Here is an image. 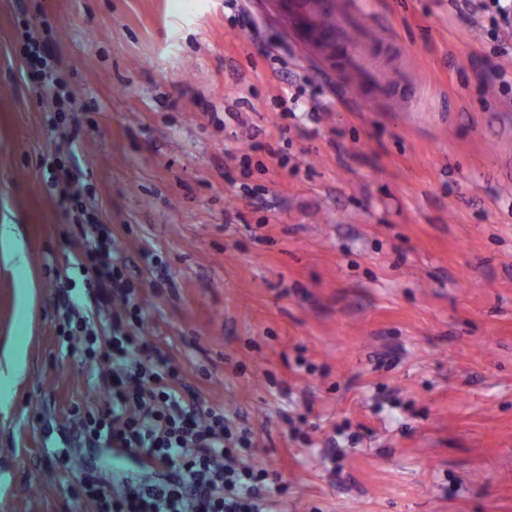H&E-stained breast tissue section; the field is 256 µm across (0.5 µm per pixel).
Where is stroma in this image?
<instances>
[{
  "mask_svg": "<svg viewBox=\"0 0 512 512\" xmlns=\"http://www.w3.org/2000/svg\"><path fill=\"white\" fill-rule=\"evenodd\" d=\"M411 97L348 90L268 0H0V512H94L119 483L69 421L108 393L67 355L80 229L52 184L119 241L144 333L251 431L285 512H512V30L478 0H356ZM68 97L47 125L30 42ZM298 96L291 117L280 98ZM287 167L244 175L242 154Z\"/></svg>",
  "mask_w": 512,
  "mask_h": 512,
  "instance_id": "1",
  "label": "stroma"
}]
</instances>
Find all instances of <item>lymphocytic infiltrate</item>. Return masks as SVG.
<instances>
[{"mask_svg":"<svg viewBox=\"0 0 512 512\" xmlns=\"http://www.w3.org/2000/svg\"><path fill=\"white\" fill-rule=\"evenodd\" d=\"M86 220L88 233L74 253L90 285L77 324L85 334L78 354L105 365L109 400H86L81 422L89 443L131 451L166 481H130L116 494L87 472L78 482L83 498L97 512H278L269 471L246 462L249 433L233 434L223 406L205 404L183 382L180 362L154 352L141 332V291L113 260L111 233L94 215ZM105 311L111 320L103 325Z\"/></svg>","mask_w":512,"mask_h":512,"instance_id":"f902f5d3","label":"lymphocytic infiltrate"}]
</instances>
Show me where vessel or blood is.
<instances>
[{"label": "vessel or blood", "mask_w": 512, "mask_h": 512, "mask_svg": "<svg viewBox=\"0 0 512 512\" xmlns=\"http://www.w3.org/2000/svg\"><path fill=\"white\" fill-rule=\"evenodd\" d=\"M330 8L329 0H290L287 16L295 36L307 41L320 33H327L331 44L342 46L346 52L342 77L360 91L382 95L392 87L404 91L411 88L412 81L407 75H397L392 84L387 85L375 72L364 68L362 56L372 41L373 27L357 18L355 7H348L338 15L335 27L322 29L319 19Z\"/></svg>", "instance_id": "vessel-or-blood-1"}]
</instances>
